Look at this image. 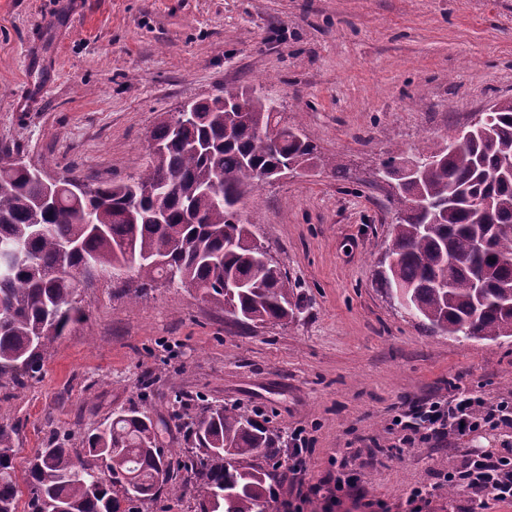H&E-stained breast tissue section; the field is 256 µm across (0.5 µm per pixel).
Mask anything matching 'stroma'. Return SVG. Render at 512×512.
Returning <instances> with one entry per match:
<instances>
[{
  "instance_id": "1",
  "label": "stroma",
  "mask_w": 512,
  "mask_h": 512,
  "mask_svg": "<svg viewBox=\"0 0 512 512\" xmlns=\"http://www.w3.org/2000/svg\"><path fill=\"white\" fill-rule=\"evenodd\" d=\"M265 91L298 121L321 165L263 184L244 217L291 280L286 323L238 324L196 291L98 272L36 377L0 394L17 469L52 436L81 437L138 407L166 450L174 414L238 404L277 440L269 485L301 512L309 486L357 475V491L410 512H469L437 474L473 449L512 448V428L391 456L398 406L461 383L512 397V337L458 341L396 308L378 271L391 237L388 185L372 174L512 100V0H0V151L54 175L121 181L146 160L164 113L225 87ZM313 444L286 469L293 429Z\"/></svg>"
}]
</instances>
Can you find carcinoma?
Masks as SVG:
<instances>
[{"instance_id": "1", "label": "carcinoma", "mask_w": 512, "mask_h": 512, "mask_svg": "<svg viewBox=\"0 0 512 512\" xmlns=\"http://www.w3.org/2000/svg\"><path fill=\"white\" fill-rule=\"evenodd\" d=\"M196 120L162 118L150 139L165 149L148 156L128 182L102 181L76 196L68 182L48 188L12 156L0 155V389L40 372L44 355L85 315L81 283L126 266L144 285L176 272L242 325L285 321L297 303L285 272L234 211L280 167L306 169L317 147L284 126L274 139L275 99L224 88L194 102ZM468 142L454 135L416 151V177L402 176L409 156L386 153L380 176L391 194L393 236L383 284L405 295L406 314L432 333L496 341L512 337V101L478 114ZM224 176V202L203 191ZM178 178L165 190L166 177ZM180 427L190 447L172 455L159 429L129 408L87 433L81 447L50 439L17 474L14 427L0 423V512L64 505V512H130L128 504L193 485L201 512H266L274 438L241 406L201 405Z\"/></svg>"}]
</instances>
